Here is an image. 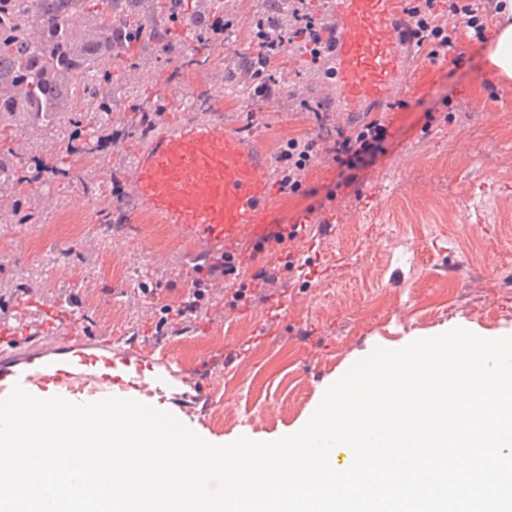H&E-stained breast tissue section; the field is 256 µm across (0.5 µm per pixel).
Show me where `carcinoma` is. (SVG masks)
<instances>
[{"label":"carcinoma","instance_id":"carcinoma-1","mask_svg":"<svg viewBox=\"0 0 512 512\" xmlns=\"http://www.w3.org/2000/svg\"><path fill=\"white\" fill-rule=\"evenodd\" d=\"M141 0H0V173L12 177L15 202L29 197L34 164L46 178L81 180L84 157H107V138L82 145V109L112 112V63L137 67L139 46H162L192 27V0H151V14L138 13ZM91 22L85 30L77 24ZM209 40L197 34L185 67L208 62ZM65 118L75 127L54 156L15 151V134Z\"/></svg>","mask_w":512,"mask_h":512}]
</instances>
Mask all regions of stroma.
Masks as SVG:
<instances>
[{"label": "stroma", "mask_w": 512, "mask_h": 512, "mask_svg": "<svg viewBox=\"0 0 512 512\" xmlns=\"http://www.w3.org/2000/svg\"><path fill=\"white\" fill-rule=\"evenodd\" d=\"M223 2L234 25L212 44L210 66L172 78L194 46L189 38L142 53L161 77L151 95L177 89L197 108L223 113L276 163L289 138L317 136L314 110L324 99L334 106L329 126L359 123L340 111L331 75L306 74L296 53L276 61L280 88L269 101L250 107L232 96L225 85L244 67L246 26L276 14L281 0ZM457 37L460 66L446 65L404 108L377 112L387 129L380 151L346 180L311 163L301 189L274 213V223L292 225L316 212L334 232L312 226L296 269L278 267L273 302L258 297L253 276L265 261L247 243L223 288L208 291L196 316L175 320L172 307L197 278L198 245L177 237L155 247L145 219L128 215L120 162L141 143L126 138L112 147L105 175L115 194L112 237L137 281L94 276L97 240L70 238L63 226L52 238L57 264L41 270L22 244L27 228L0 226V318L23 311L35 291L51 302L78 299L88 327L163 342L174 371L211 391L214 406L197 433L217 445L242 436L272 441L306 424L337 375L375 349L433 337L456 319L486 331L512 326V81L488 68V43L463 28ZM240 288L248 301L234 300Z\"/></svg>", "instance_id": "obj_1"}]
</instances>
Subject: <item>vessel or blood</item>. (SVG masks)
I'll list each match as a JSON object with an SVG mask.
<instances>
[{"label":"vessel or blood","mask_w":512,"mask_h":512,"mask_svg":"<svg viewBox=\"0 0 512 512\" xmlns=\"http://www.w3.org/2000/svg\"><path fill=\"white\" fill-rule=\"evenodd\" d=\"M324 2L336 23L329 64L345 111L358 112L384 97L399 72L400 53L410 48L396 28L406 0ZM160 126L144 150L121 161L130 213L172 225L214 257L235 256L240 242L251 240L262 243L269 260L279 259L287 242L261 233L286 199L268 154L219 112L183 113ZM0 342V399L17 384L36 397L74 403L134 399L200 425L213 405L205 389L174 392L157 370L171 362L162 344L86 328L74 311H57L40 297H29L13 323L0 325Z\"/></svg>","instance_id":"b4317fda"}]
</instances>
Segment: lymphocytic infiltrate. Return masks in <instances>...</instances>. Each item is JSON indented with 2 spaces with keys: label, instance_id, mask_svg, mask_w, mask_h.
Returning a JSON list of instances; mask_svg holds the SVG:
<instances>
[{
  "label": "lymphocytic infiltrate",
  "instance_id": "1",
  "mask_svg": "<svg viewBox=\"0 0 512 512\" xmlns=\"http://www.w3.org/2000/svg\"><path fill=\"white\" fill-rule=\"evenodd\" d=\"M504 0H452L442 7L441 0H408L403 39L417 48L426 49L433 64H447L448 54L457 45L458 24H465L472 38L484 40L490 22L497 19ZM298 48L310 60L312 73H320L324 58L336 48V25L312 15L307 0H294L288 22L273 20L267 26L250 33V50L258 67L247 72L256 94L269 100L273 94L271 76L273 62L284 49ZM386 135L380 120L374 119L356 126L337 128L334 136H316L288 141V167L279 182L281 191H298L306 168L313 161L353 167L365 156L374 154Z\"/></svg>",
  "mask_w": 512,
  "mask_h": 512
}]
</instances>
